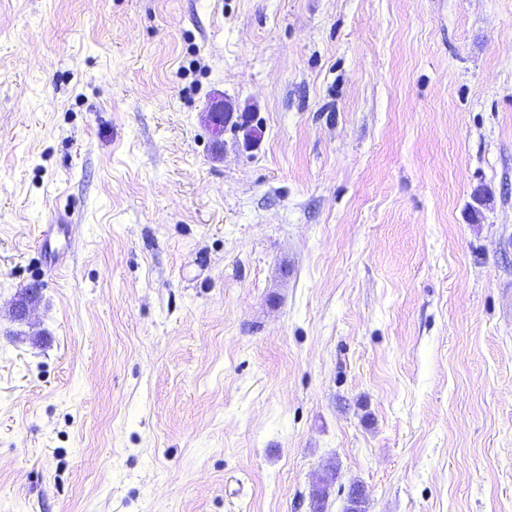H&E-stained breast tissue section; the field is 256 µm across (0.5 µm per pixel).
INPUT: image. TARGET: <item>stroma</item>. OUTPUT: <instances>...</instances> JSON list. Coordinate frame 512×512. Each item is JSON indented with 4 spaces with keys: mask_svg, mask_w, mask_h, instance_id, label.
<instances>
[{
    "mask_svg": "<svg viewBox=\"0 0 512 512\" xmlns=\"http://www.w3.org/2000/svg\"><path fill=\"white\" fill-rule=\"evenodd\" d=\"M331 466L512 512V0H0V512Z\"/></svg>",
    "mask_w": 512,
    "mask_h": 512,
    "instance_id": "1",
    "label": "stroma"
}]
</instances>
